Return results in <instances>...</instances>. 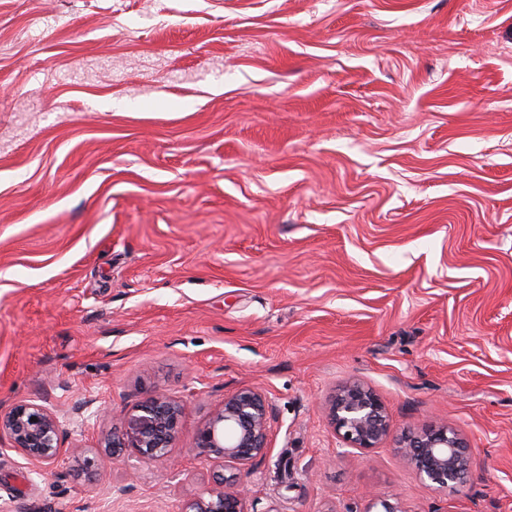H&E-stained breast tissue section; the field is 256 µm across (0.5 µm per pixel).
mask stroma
<instances>
[{
  "mask_svg": "<svg viewBox=\"0 0 512 512\" xmlns=\"http://www.w3.org/2000/svg\"><path fill=\"white\" fill-rule=\"evenodd\" d=\"M356 382L378 447L328 419ZM275 416L250 470L194 448L226 397ZM168 458L98 444L148 395ZM0 512H512V0H0ZM467 442L425 487L402 434ZM329 416L351 448H375L390 432L385 406L370 390L350 384L333 400ZM36 417V421H31ZM61 424L58 415L49 407L35 402H23L8 412H0V442L21 454L30 464L48 465L63 455L80 459L85 448H62ZM237 476L224 478V488L212 491L209 497H198L186 503L183 512H248L246 492Z\"/></svg>",
  "mask_w": 512,
  "mask_h": 512,
  "instance_id": "1",
  "label": "stroma"
}]
</instances>
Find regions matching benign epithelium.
I'll use <instances>...</instances> for the list:
<instances>
[{"instance_id": "benign-epithelium-1", "label": "benign epithelium", "mask_w": 512, "mask_h": 512, "mask_svg": "<svg viewBox=\"0 0 512 512\" xmlns=\"http://www.w3.org/2000/svg\"><path fill=\"white\" fill-rule=\"evenodd\" d=\"M186 405L164 395H153L125 413L119 432L100 444L99 453L117 456L125 451L143 462L163 460L179 435V424ZM329 416L334 429L361 450L375 448L390 432L385 406L371 391L350 384L333 400ZM273 405L257 389L241 390L224 399L199 429L195 448L246 466L269 451L268 432ZM61 424L49 407L23 402L0 413V442L21 454L29 463L43 466L63 455L81 458L85 449L62 447ZM401 454L410 461L419 477L442 490H456L467 480L471 457L464 438L446 426H432L403 438ZM184 512H248L246 492L232 475L224 487L186 503Z\"/></svg>"}]
</instances>
